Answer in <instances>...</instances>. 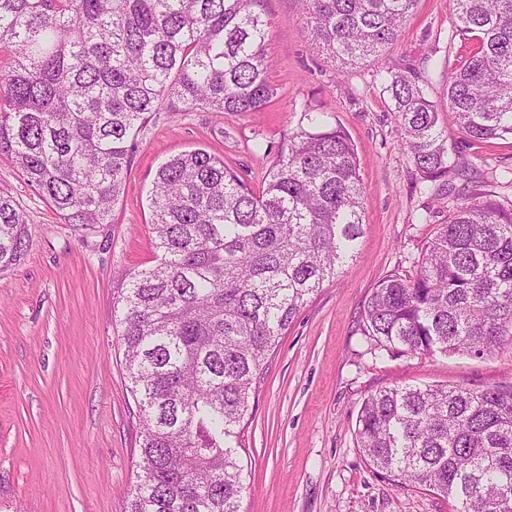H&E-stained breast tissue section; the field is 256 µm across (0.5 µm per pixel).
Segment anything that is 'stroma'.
Instances as JSON below:
<instances>
[{
	"instance_id": "1",
	"label": "stroma",
	"mask_w": 512,
	"mask_h": 512,
	"mask_svg": "<svg viewBox=\"0 0 512 512\" xmlns=\"http://www.w3.org/2000/svg\"><path fill=\"white\" fill-rule=\"evenodd\" d=\"M272 26L265 112L179 108L138 138L111 223L65 224L0 157V195L29 228L26 254L0 273V512H123L139 481L141 426L128 389L120 313L124 273L152 265L148 192L158 167L202 148L260 188L304 107L333 113L361 162L365 233L347 272L324 282L269 355L244 420L242 512H453L444 497L404 486L364 456L358 410L385 387L475 388L512 380V345L467 354L390 353L362 331L364 304L387 275H416L448 218L399 145L397 115L377 78L380 66L430 77L466 56L452 34L449 0H420L402 35L379 60L348 74L311 44L296 0H264ZM450 156L466 165L455 187L512 201V139L478 142L447 124Z\"/></svg>"
}]
</instances>
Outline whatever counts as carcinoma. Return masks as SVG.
I'll return each mask as SVG.
<instances>
[{
	"label": "carcinoma",
	"instance_id": "carcinoma-1",
	"mask_svg": "<svg viewBox=\"0 0 512 512\" xmlns=\"http://www.w3.org/2000/svg\"><path fill=\"white\" fill-rule=\"evenodd\" d=\"M314 44L340 69L382 55L419 0H297ZM476 42L431 79L386 66L399 146L437 201L455 197L412 279L390 274L363 311L386 351L483 357L512 345V204L457 194L441 112L473 140L512 137V0H451ZM263 0H0V156L67 224L112 223L140 131L187 112L265 110L276 95ZM259 191L203 149L156 171L149 208L157 264L126 275L121 341L141 422L139 483L124 512H241L249 398L268 355L364 233L356 149L304 108ZM28 232L0 196V272ZM359 447L404 485L456 512H512V380L481 388L390 387L357 416Z\"/></svg>",
	"mask_w": 512,
	"mask_h": 512
}]
</instances>
